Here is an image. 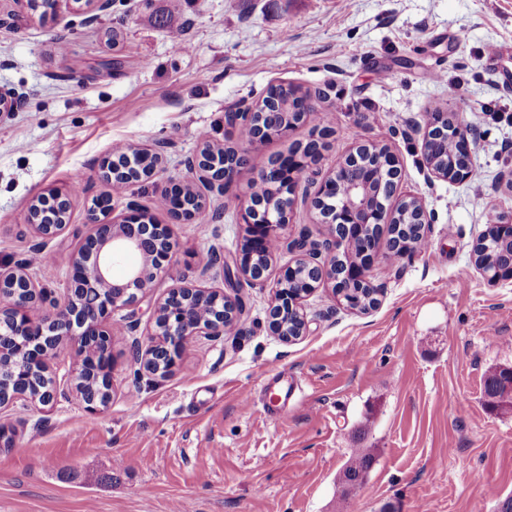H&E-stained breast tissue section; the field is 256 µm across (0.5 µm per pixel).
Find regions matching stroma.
I'll list each match as a JSON object with an SVG mask.
<instances>
[{
	"mask_svg": "<svg viewBox=\"0 0 512 512\" xmlns=\"http://www.w3.org/2000/svg\"><path fill=\"white\" fill-rule=\"evenodd\" d=\"M114 0L107 10L56 0L52 17L31 0H0V268L39 251L29 271L53 296L66 291L59 255L93 233L89 209L111 195L113 220L136 201L172 234V262L142 295L136 328L115 323L112 402L88 413L70 394L53 404L0 408V512H502L512 499V408L490 410L484 382L512 367V282L490 285L472 248L499 214L512 216V0ZM117 27L126 47L106 41ZM464 40H457V33ZM500 45L488 58V45ZM441 71L458 81L449 99ZM320 92L333 134L311 175L323 181L358 145L387 144L405 173L402 192L423 197L435 222L427 250L375 264L378 305L365 313L320 288L305 303L309 331L285 343L266 328L273 285L293 253L280 250L265 285H243L241 322L223 337L198 335L164 377L132 361L148 343L153 309L177 283L224 287L211 253L229 255L246 234L238 210L271 159L309 139L312 119L247 152L224 195L186 161L202 142L238 146L224 114L256 103L268 86ZM457 112L478 138L482 181L430 176L421 145L433 112ZM158 153L161 171L112 194L101 165L115 144ZM188 184L204 215L176 220L157 199ZM71 202L67 225L43 238L29 221L36 196ZM322 242L327 225L297 195L288 239ZM296 385L280 415L264 386ZM374 461L357 496L337 483L352 449Z\"/></svg>",
	"mask_w": 512,
	"mask_h": 512,
	"instance_id": "1",
	"label": "stroma"
}]
</instances>
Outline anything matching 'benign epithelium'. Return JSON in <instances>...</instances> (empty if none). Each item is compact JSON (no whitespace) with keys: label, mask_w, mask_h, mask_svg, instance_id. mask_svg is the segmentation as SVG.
Returning <instances> with one entry per match:
<instances>
[{"label":"benign epithelium","mask_w":512,"mask_h":512,"mask_svg":"<svg viewBox=\"0 0 512 512\" xmlns=\"http://www.w3.org/2000/svg\"><path fill=\"white\" fill-rule=\"evenodd\" d=\"M255 110L256 106L249 105L226 112L224 123L235 130L250 125ZM449 118L452 119L450 125L447 124ZM450 131L453 132L450 139L458 144L460 151L470 154L475 146L472 133L458 115L442 112L438 115V122L424 132L423 157L433 177L465 182L473 176L470 166L443 168L438 165V159L432 156L433 141ZM372 147V143L357 146L319 184L307 177L313 165L309 158L304 159L299 166L290 167L287 172L280 168V164L272 163L261 172L259 181L277 183L286 174L291 193L260 200L253 192L241 206V219L246 225V239L250 248L257 242L264 246L273 242L276 248H281L283 231L290 222L295 195L300 187L304 194L312 196V206L319 211L323 222L329 225V236L325 244L317 245L315 250H306L303 240H293L287 244L288 250L296 253V257L279 275L267 312L268 331L283 342H292L308 331L309 322L303 304L316 289L329 285L332 294L342 303L344 289L354 283L373 287L368 279L372 263L383 257L384 253H392L391 244L382 242L364 263L356 264L350 271L338 273L335 256L348 247L342 228L361 224H396L399 212L406 210L410 213L411 223L417 225L419 233L424 237L427 236L428 225L433 223V213L422 197L398 192L403 172L390 147L377 146L374 164L358 163L359 156L372 151ZM203 161L204 158L198 155L193 159V164L204 173L211 190L219 195L224 194L234 181L235 174H215ZM350 168L357 170V175L349 181L342 180L341 173ZM387 172L392 174V184L387 194L379 196L373 188L377 180ZM143 218L138 204L130 201L121 221L108 223L95 219L94 233L68 255L66 266L70 272V282L67 293L60 300L51 297L46 289L36 287L31 277L24 272L23 266L5 271L0 269V360L10 356L13 351L9 336H42L52 321L56 326L53 338L46 343H39L34 353L40 368L47 369L48 360L67 348L74 350L76 356L84 358L91 351L92 345L97 343L104 355L99 379L108 390H113L112 370L115 359L110 350L105 319L122 311L125 315L121 319L133 317L134 306L139 300L138 293L145 290L147 280H153L167 271L171 259V239H166V249H160L158 240L145 232ZM128 254L141 256L142 263L129 267L121 278L112 277V266ZM475 264L492 285L512 281L511 273L490 265L488 261L477 259ZM222 268L224 282L231 291L179 285L171 288L168 296L154 310L153 337L145 354H136L137 363L147 372L154 375L170 372L188 337L202 333L219 338L224 335L226 328L239 323L243 303L234 288L243 282L264 284L265 270H253L240 251L231 260L222 262ZM18 288L27 292V299L22 304L7 300V294L16 292ZM82 293L93 300L96 316L87 315L78 306L77 299ZM211 299L224 303L223 319L189 320L181 312V307L177 306L179 302L203 303ZM48 302L54 309L52 318L48 320L37 317L35 309ZM59 395L55 386L32 398L0 385V407L19 400L49 405Z\"/></svg>","instance_id":"obj_1"}]
</instances>
